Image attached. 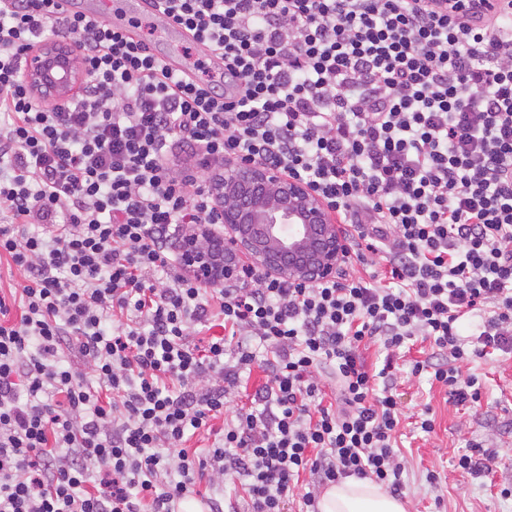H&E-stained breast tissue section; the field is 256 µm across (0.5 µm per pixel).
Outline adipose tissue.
Masks as SVG:
<instances>
[{
	"instance_id": "obj_1",
	"label": "adipose tissue",
	"mask_w": 512,
	"mask_h": 512,
	"mask_svg": "<svg viewBox=\"0 0 512 512\" xmlns=\"http://www.w3.org/2000/svg\"><path fill=\"white\" fill-rule=\"evenodd\" d=\"M320 512H406L404 503L378 485L347 479L330 486L323 494Z\"/></svg>"
}]
</instances>
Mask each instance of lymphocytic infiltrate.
<instances>
[{
  "label": "lymphocytic infiltrate",
  "instance_id": "obj_1",
  "mask_svg": "<svg viewBox=\"0 0 512 512\" xmlns=\"http://www.w3.org/2000/svg\"><path fill=\"white\" fill-rule=\"evenodd\" d=\"M59 2L0 0V512H180L204 480L207 512H283L305 474L300 512L350 477L402 495L400 348L430 341L412 371L462 406L481 401L463 366L512 351V10L478 25L429 0H159L223 57L219 93ZM62 29L85 82L51 108L20 63ZM228 159L308 184L359 268L191 276L174 234L212 223L205 181ZM215 318L223 335L201 340ZM231 473L242 494L217 498Z\"/></svg>",
  "mask_w": 512,
  "mask_h": 512
}]
</instances>
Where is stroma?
Masks as SVG:
<instances>
[{
    "mask_svg": "<svg viewBox=\"0 0 512 512\" xmlns=\"http://www.w3.org/2000/svg\"><path fill=\"white\" fill-rule=\"evenodd\" d=\"M431 353L429 342L410 341L395 360L394 379L404 413L397 443L406 458L404 498L408 512H512V497L502 488L512 486V357L493 356L469 366L483 385L480 406L448 403L440 387L427 376H414L410 366ZM431 407L435 430L424 434L415 421L424 407ZM492 440L499 458L489 477L474 479L456 469L458 455L470 444ZM437 471L439 487H430L425 476Z\"/></svg>",
    "mask_w": 512,
    "mask_h": 512,
    "instance_id": "obj_1",
    "label": "stroma"
}]
</instances>
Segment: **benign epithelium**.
Returning <instances> with one entry per match:
<instances>
[{"label":"benign epithelium","mask_w":512,"mask_h":512,"mask_svg":"<svg viewBox=\"0 0 512 512\" xmlns=\"http://www.w3.org/2000/svg\"><path fill=\"white\" fill-rule=\"evenodd\" d=\"M77 41L52 38L30 52L24 78L34 98L58 106L79 89L84 74ZM218 234L208 224L184 225L177 234L179 261L208 284L235 281L251 266L297 284L336 277L346 260L344 238L327 204L305 183L278 169L224 161L210 181Z\"/></svg>","instance_id":"1"}]
</instances>
